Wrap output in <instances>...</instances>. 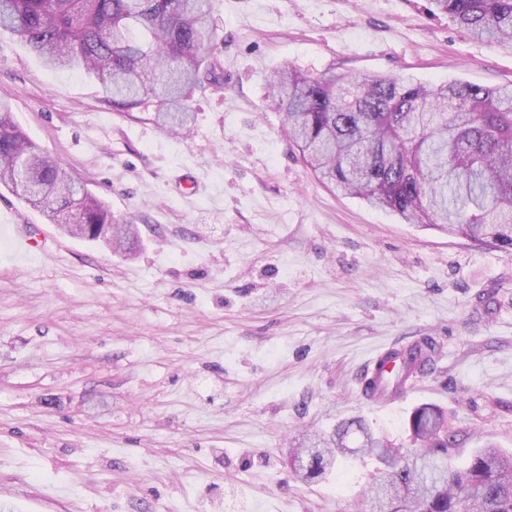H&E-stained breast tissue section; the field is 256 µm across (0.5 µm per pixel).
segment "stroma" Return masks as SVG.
I'll return each instance as SVG.
<instances>
[{"label":"stroma","instance_id":"stroma-1","mask_svg":"<svg viewBox=\"0 0 512 512\" xmlns=\"http://www.w3.org/2000/svg\"><path fill=\"white\" fill-rule=\"evenodd\" d=\"M189 133L113 109L90 75L0 36L15 122L115 218L128 259L0 189V502L17 512H369L374 457L301 480L290 453L360 419L393 446L424 403L512 449V254L335 193L291 149L268 78L512 83V54L429 0H213ZM47 253L20 259L18 226ZM439 355L405 401L363 396L377 350Z\"/></svg>","mask_w":512,"mask_h":512}]
</instances>
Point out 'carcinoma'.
Returning <instances> with one entry per match:
<instances>
[{
  "label": "carcinoma",
  "instance_id": "obj_1",
  "mask_svg": "<svg viewBox=\"0 0 512 512\" xmlns=\"http://www.w3.org/2000/svg\"><path fill=\"white\" fill-rule=\"evenodd\" d=\"M441 13L512 53V0H431ZM212 0H0V31L18 37L50 69L93 75L118 109L145 102L171 135L189 130L190 101L210 73L217 40ZM270 106L316 178L408 224L512 253V85L357 79L282 69L269 81ZM0 100V187L41 211L70 237L135 254L136 228L112 217L58 160L12 120ZM427 340L388 356L395 381L376 373L364 396L400 386L435 362ZM396 448L363 421L337 426L293 449L301 478H327L338 456L375 457L370 486L381 512H512V452L493 445L452 462L457 434L445 411L422 404Z\"/></svg>",
  "mask_w": 512,
  "mask_h": 512
}]
</instances>
